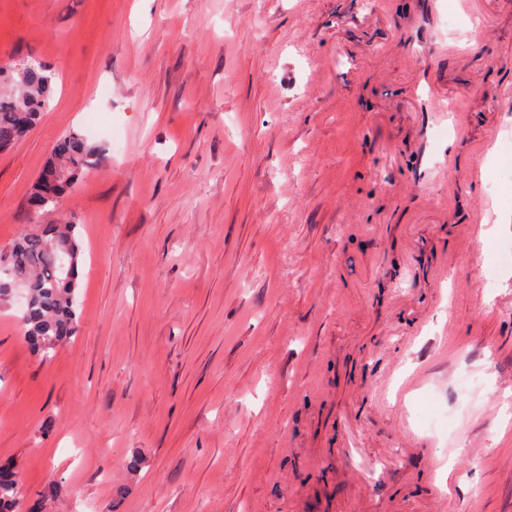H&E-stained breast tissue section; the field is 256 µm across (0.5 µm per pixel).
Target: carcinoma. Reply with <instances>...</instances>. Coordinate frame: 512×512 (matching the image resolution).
<instances>
[{
	"instance_id": "obj_1",
	"label": "carcinoma",
	"mask_w": 512,
	"mask_h": 512,
	"mask_svg": "<svg viewBox=\"0 0 512 512\" xmlns=\"http://www.w3.org/2000/svg\"><path fill=\"white\" fill-rule=\"evenodd\" d=\"M53 77L34 58L0 62V150L23 139L48 110ZM101 152L79 132L64 135L54 156L66 163V174L54 187L55 200L38 215L57 210L78 173ZM76 228L67 221L39 233H22L9 249L0 250V297L21 295L27 340L44 357L75 330V289L83 255ZM17 489L14 478L0 481V512H16Z\"/></svg>"
}]
</instances>
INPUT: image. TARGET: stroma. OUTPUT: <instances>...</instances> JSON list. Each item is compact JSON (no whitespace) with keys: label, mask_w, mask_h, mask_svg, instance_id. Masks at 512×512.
Returning <instances> with one entry per match:
<instances>
[{"label":"stroma","mask_w":512,"mask_h":512,"mask_svg":"<svg viewBox=\"0 0 512 512\" xmlns=\"http://www.w3.org/2000/svg\"><path fill=\"white\" fill-rule=\"evenodd\" d=\"M1 55L56 77L0 249L102 148L77 335L0 302L18 512H512V0H0ZM101 152L102 149L99 146L90 144L83 134L76 131L69 132L58 141L54 156L66 163V174L61 177V172L57 168L52 174L48 175L50 180L61 178L54 187L55 200L49 202L35 214L37 218L58 209L60 201L72 186L78 173L82 169L88 168L92 164V157L99 155Z\"/></svg>","instance_id":"stroma-1"}]
</instances>
